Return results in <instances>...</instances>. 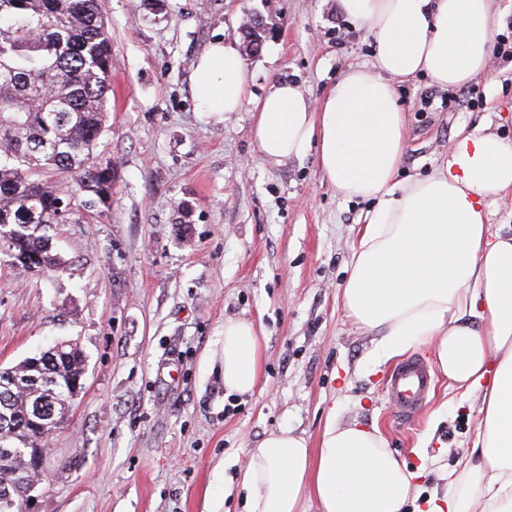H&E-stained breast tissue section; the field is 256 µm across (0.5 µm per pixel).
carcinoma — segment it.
<instances>
[{
	"instance_id": "cac0c4a2",
	"label": "carcinoma",
	"mask_w": 512,
	"mask_h": 512,
	"mask_svg": "<svg viewBox=\"0 0 512 512\" xmlns=\"http://www.w3.org/2000/svg\"><path fill=\"white\" fill-rule=\"evenodd\" d=\"M246 50L263 42L252 19L240 29ZM112 94V36L99 0H0V253L9 266L62 272L52 232L94 220L112 201L114 168L94 156ZM68 174L66 188L44 178ZM24 359L0 376V424L18 427L12 480L33 448L47 441L82 389L86 356L77 343Z\"/></svg>"
}]
</instances>
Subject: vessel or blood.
<instances>
[{
  "mask_svg": "<svg viewBox=\"0 0 512 512\" xmlns=\"http://www.w3.org/2000/svg\"><path fill=\"white\" fill-rule=\"evenodd\" d=\"M434 386L430 366L412 357L397 365L388 375L384 395L395 417L403 423L414 422L426 405Z\"/></svg>",
  "mask_w": 512,
  "mask_h": 512,
  "instance_id": "b4317fda",
  "label": "vessel or blood"
}]
</instances>
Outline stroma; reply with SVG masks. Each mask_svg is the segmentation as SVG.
Wrapping results in <instances>:
<instances>
[{"mask_svg": "<svg viewBox=\"0 0 512 512\" xmlns=\"http://www.w3.org/2000/svg\"><path fill=\"white\" fill-rule=\"evenodd\" d=\"M112 35V96L96 154L111 160L110 209L62 224V273L0 265V367L71 339L83 389L50 438L34 512H240L246 449L270 430L318 440L328 418L377 425L422 476L415 505L454 484L477 420V396L437 378L420 418L403 425L383 392L392 363L343 314L340 289L371 204L340 197L315 151L276 164L249 109L202 117L195 62L250 19L266 38L249 54L252 91L296 83L320 103L353 67H371L365 30L336 0H100ZM406 149L400 178L448 157L456 133L512 140V55L447 89L400 82ZM254 321L262 375L224 391V322Z\"/></svg>", "mask_w": 512, "mask_h": 512, "instance_id": "obj_1", "label": "stroma"}]
</instances>
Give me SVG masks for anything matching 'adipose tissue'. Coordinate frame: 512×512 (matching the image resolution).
I'll return each mask as SVG.
<instances>
[{
	"mask_svg": "<svg viewBox=\"0 0 512 512\" xmlns=\"http://www.w3.org/2000/svg\"><path fill=\"white\" fill-rule=\"evenodd\" d=\"M493 2L337 0L364 26L373 67L350 69L318 104L286 81L254 95L248 60L227 40L212 42L193 73L204 116L250 107L269 161L315 149L339 196L372 201L340 300L354 326L378 335L376 361L429 344L449 386L479 397L457 481L425 512H512V236L492 231L486 206L512 193V144L461 132L429 175L399 180L406 116L394 82L459 88L489 71ZM223 373L230 393L258 384L253 322L225 320ZM417 479L377 428L332 419L314 445L290 429L266 434L246 451L241 488L245 512H308L311 502L318 512H404Z\"/></svg>",
	"mask_w": 512,
	"mask_h": 512,
	"instance_id": "obj_1",
	"label": "adipose tissue"
}]
</instances>
